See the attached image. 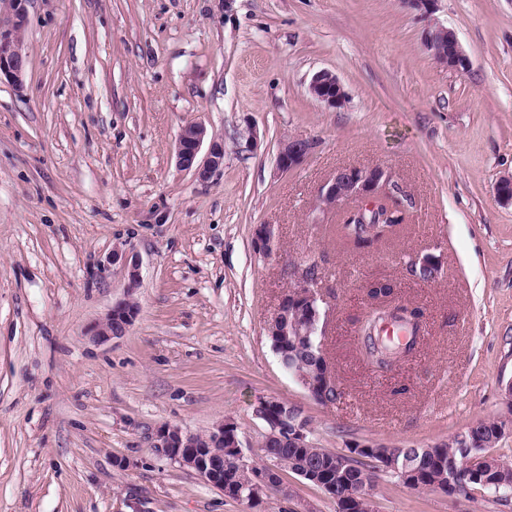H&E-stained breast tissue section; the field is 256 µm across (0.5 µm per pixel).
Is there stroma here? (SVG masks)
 <instances>
[{
  "label": "stroma",
  "mask_w": 512,
  "mask_h": 512,
  "mask_svg": "<svg viewBox=\"0 0 512 512\" xmlns=\"http://www.w3.org/2000/svg\"><path fill=\"white\" fill-rule=\"evenodd\" d=\"M452 30L469 66L435 63L429 23ZM22 87L0 83V512H244L151 448L170 424L234 422L259 454V399L299 408L310 438L425 448L479 420L512 416V0H29ZM334 72V110L307 92ZM191 123L224 145L202 181L176 165ZM257 145L244 148L248 129ZM317 140L276 167L290 137ZM381 164L410 198L391 240L356 249L320 218L336 169ZM273 225L276 255L258 254ZM140 260L137 286L114 250ZM433 254L441 273L412 275ZM318 262L323 343L340 399L314 401L266 333L289 264ZM422 307L423 338L387 375L359 349L375 279ZM125 336L91 338L119 301ZM253 512H336L281 474ZM375 512H502L480 491L446 495L380 473ZM317 142L313 139L290 137L285 140L277 154V169L284 173L299 167L313 154ZM253 245L254 249L258 253L266 257L275 254L278 248V244L274 233L273 225H257L253 233Z\"/></svg>",
  "instance_id": "stroma-1"
}]
</instances>
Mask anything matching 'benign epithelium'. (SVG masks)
<instances>
[{
	"instance_id": "1",
	"label": "benign epithelium",
	"mask_w": 512,
	"mask_h": 512,
	"mask_svg": "<svg viewBox=\"0 0 512 512\" xmlns=\"http://www.w3.org/2000/svg\"><path fill=\"white\" fill-rule=\"evenodd\" d=\"M28 0H0V76L7 77L14 85L22 86L26 68L20 33L27 22ZM448 49H443V44ZM424 45L433 59L441 66L453 71L464 70L468 66L456 35L443 26H430L424 34ZM308 94L328 108L338 109L345 105L347 93L338 77L328 70L313 74L308 84ZM207 136L206 127L201 123L186 125L178 138L176 163L184 171H191L200 180L209 176L224 165V145L216 141L209 144L205 155H200ZM317 142L302 137H290L285 140L277 154V169L284 173L299 167L313 154ZM396 182L392 172L383 165L346 166L336 170L324 183L319 193V211L326 215L339 213L346 216L361 217L368 211H375L389 196L394 195ZM254 249L269 257L276 253L278 244L273 225L259 224L253 233ZM112 261L120 262L128 271L129 288L137 283L139 258L136 254L116 250ZM288 277L292 286L283 295L275 313L267 324V336L273 341V350L278 354L281 365H286V354L280 348L282 336H300L307 339L322 336L325 333V313L321 304L324 299L318 292V269L315 263H294L288 267ZM136 315L135 307L128 300L116 303L106 319L92 331V337L98 341L118 338L125 334ZM325 371L315 380L301 372L295 379L314 400L329 401L336 393V376L329 358H324ZM255 416L266 426L262 444L268 446L276 442H290L296 448L307 447L310 428L301 411L276 398H263L255 407ZM209 436L214 447H227L240 466H250L249 457L244 453L243 440L238 429L231 422L217 425ZM453 442L461 447V456L455 464V472H465L474 464L467 434L459 433ZM151 447L192 470L199 477L224 493V496L242 503L251 509L261 500L262 494L269 488L281 486V471L285 466L274 462L268 469L253 476L248 493L236 486L224 487L219 463L211 459L207 449L194 441L190 434L177 426L164 424L158 426L151 436ZM295 474L318 486L324 493L336 500L337 512H357L358 507L372 502L374 477H364L354 485L350 494L341 499L336 497V484L309 466L295 469Z\"/></svg>"
}]
</instances>
